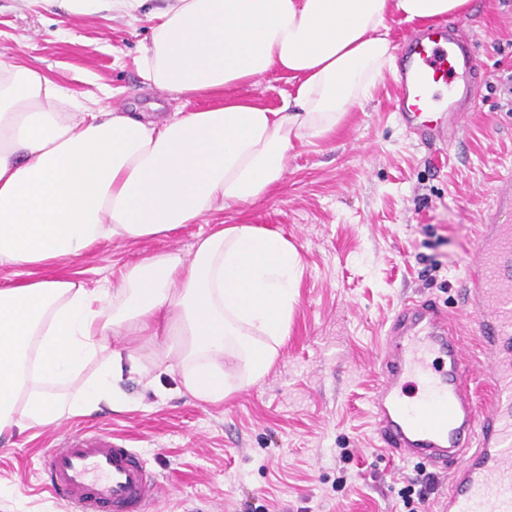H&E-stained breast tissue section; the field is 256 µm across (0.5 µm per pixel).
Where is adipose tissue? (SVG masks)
Wrapping results in <instances>:
<instances>
[{"instance_id": "1", "label": "adipose tissue", "mask_w": 512, "mask_h": 512, "mask_svg": "<svg viewBox=\"0 0 512 512\" xmlns=\"http://www.w3.org/2000/svg\"><path fill=\"white\" fill-rule=\"evenodd\" d=\"M156 18L141 76L172 99L222 96L194 112L90 107L45 73L0 55V439L62 416L125 410L133 354L116 336L165 338L185 391L212 404L262 380L297 301L301 258L283 235L227 224L192 254L164 251L115 288L43 268L94 246L140 242L266 199L297 146L364 108L394 60L388 22L465 14L470 0H62ZM278 71L280 107L240 96ZM237 95H230V88ZM94 376L84 377L89 363Z\"/></svg>"}]
</instances>
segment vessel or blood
<instances>
[{
  "label": "vessel or blood",
  "instance_id": "1",
  "mask_svg": "<svg viewBox=\"0 0 512 512\" xmlns=\"http://www.w3.org/2000/svg\"><path fill=\"white\" fill-rule=\"evenodd\" d=\"M391 103L422 144L454 145L463 113L480 100L483 74L459 23L432 24L404 45L388 72ZM457 314L436 301H407L392 318L372 396L383 447L401 460L439 466L462 457L438 512H512V224L480 225L459 290ZM477 325L483 359L457 333L458 315ZM494 387L488 406L478 377ZM416 385L418 394L405 390ZM51 488L70 512H149L158 482L147 460L111 434L69 433L48 456Z\"/></svg>",
  "mask_w": 512,
  "mask_h": 512
}]
</instances>
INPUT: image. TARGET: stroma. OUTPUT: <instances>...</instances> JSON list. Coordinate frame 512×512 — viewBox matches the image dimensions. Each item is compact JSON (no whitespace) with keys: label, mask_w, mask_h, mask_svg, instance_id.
Masks as SVG:
<instances>
[{"label":"stroma","mask_w":512,"mask_h":512,"mask_svg":"<svg viewBox=\"0 0 512 512\" xmlns=\"http://www.w3.org/2000/svg\"><path fill=\"white\" fill-rule=\"evenodd\" d=\"M459 22L485 83L458 147L442 153L411 138L382 79L334 134L290 155L267 199L50 267L114 287L151 254L191 252L198 237L238 223L281 233L301 258L290 330L261 381L206 404L155 363L151 346L113 340L147 369L120 383L129 407L1 439L0 512H68L42 479L58 437L75 428L124 438L148 460L160 483L155 512H401L399 491L415 467L381 447L369 406L389 320L412 297L455 310L479 226L512 223V210L485 192L512 178V0H470ZM151 26L108 10L69 16L57 0H0V53L142 111L160 96L137 66Z\"/></svg>","instance_id":"obj_1"}]
</instances>
